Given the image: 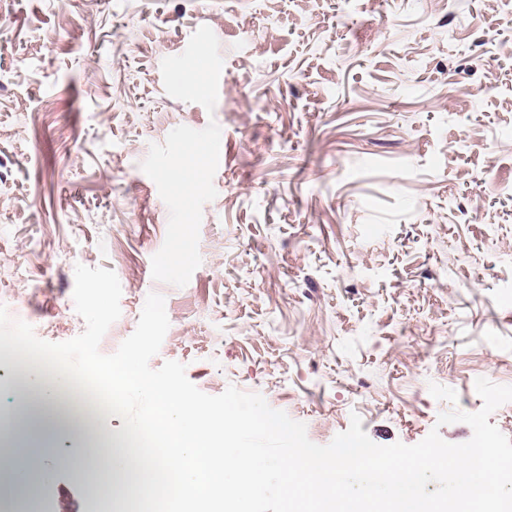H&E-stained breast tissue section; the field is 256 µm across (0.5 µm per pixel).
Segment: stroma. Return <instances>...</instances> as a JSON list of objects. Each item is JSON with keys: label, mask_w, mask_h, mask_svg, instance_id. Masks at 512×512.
Returning <instances> with one entry per match:
<instances>
[{"label": "stroma", "mask_w": 512, "mask_h": 512, "mask_svg": "<svg viewBox=\"0 0 512 512\" xmlns=\"http://www.w3.org/2000/svg\"><path fill=\"white\" fill-rule=\"evenodd\" d=\"M204 25L229 80L211 113L161 74ZM212 120L217 196L176 287L152 277L169 210L140 164ZM79 263L121 284L102 353L156 292L151 368L261 394L319 445L355 414L379 445L467 442L429 385L468 413L477 378L512 385V0H0V304L78 336ZM121 427L59 448L33 512H113Z\"/></svg>", "instance_id": "stroma-1"}]
</instances>
